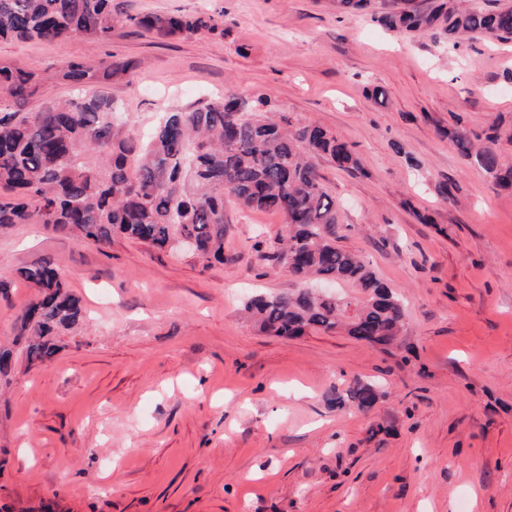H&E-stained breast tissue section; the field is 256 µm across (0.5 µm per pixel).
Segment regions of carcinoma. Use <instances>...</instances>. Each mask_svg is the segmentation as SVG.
Wrapping results in <instances>:
<instances>
[{"label": "carcinoma", "mask_w": 512, "mask_h": 512, "mask_svg": "<svg viewBox=\"0 0 512 512\" xmlns=\"http://www.w3.org/2000/svg\"><path fill=\"white\" fill-rule=\"evenodd\" d=\"M125 21L159 39L224 36L219 15H126L113 0H0V39L64 41L82 33L103 43ZM377 22L407 32L448 38L456 48L469 34L512 39V8L475 9L466 0H436L426 10L406 8ZM121 59L65 60L56 78L77 87L108 85L131 69ZM44 87L35 69L0 65V91L14 107L0 110V231L14 224H52L83 243L106 245L123 235L160 249L195 242L194 254L222 264L226 196L244 209L283 215L286 235L262 258L301 279L348 282L363 298L318 295L302 288L257 295L245 305L258 329L275 336L342 329L357 340L392 344L406 319L404 303L356 254L336 245L338 212L321 183L316 160L357 170L352 147L330 130L267 116L263 96L231 95L203 108H173L150 134L136 138L115 120L105 94L58 100L45 96L36 112L26 107ZM459 151L498 186L512 189V166L464 128L448 132ZM21 276L38 295L19 318L16 342L30 360L55 353L52 337L83 317L80 300L48 261ZM383 396L376 384L356 379L336 390L338 409L368 410Z\"/></svg>", "instance_id": "1"}]
</instances>
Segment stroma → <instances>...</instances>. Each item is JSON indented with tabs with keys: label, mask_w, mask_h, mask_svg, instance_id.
Masks as SVG:
<instances>
[{
	"label": "stroma",
	"mask_w": 512,
	"mask_h": 512,
	"mask_svg": "<svg viewBox=\"0 0 512 512\" xmlns=\"http://www.w3.org/2000/svg\"><path fill=\"white\" fill-rule=\"evenodd\" d=\"M129 14L223 13L225 32L160 40L118 24L102 45L0 41V64L37 68L55 98L61 61H131L104 86L131 130L225 92L346 140L360 160L317 167L338 244L402 295L391 347L341 331L284 338L244 316L254 295L299 289L257 244L281 214L226 209L224 252L123 237L105 247L46 224L0 233V512H512V193L448 136L482 134L512 165V40L460 49L406 34L336 0H118ZM451 195L441 199L439 184ZM429 223H420V216ZM52 262L85 319L29 360L17 319L37 290L22 268ZM376 383L370 411L336 409L334 388Z\"/></svg>",
	"instance_id": "obj_1"
}]
</instances>
